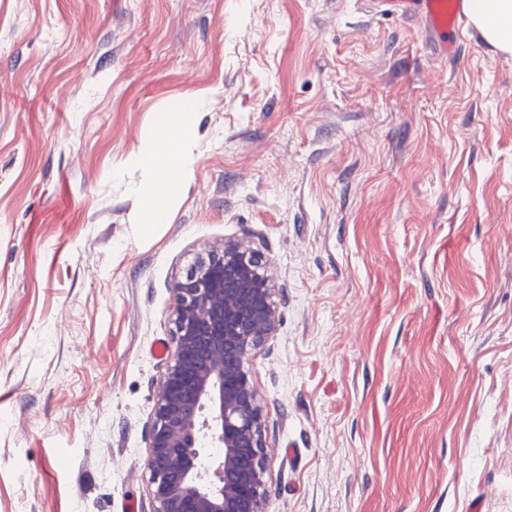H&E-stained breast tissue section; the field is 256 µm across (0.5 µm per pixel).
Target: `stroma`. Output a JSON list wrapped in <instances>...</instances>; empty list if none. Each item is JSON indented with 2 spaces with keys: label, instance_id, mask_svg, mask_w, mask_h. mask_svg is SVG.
<instances>
[{
  "label": "stroma",
  "instance_id": "obj_1",
  "mask_svg": "<svg viewBox=\"0 0 512 512\" xmlns=\"http://www.w3.org/2000/svg\"><path fill=\"white\" fill-rule=\"evenodd\" d=\"M199 113L137 224L128 160ZM241 240L268 512H512V55L373 0H0V512H154L172 286ZM194 107L186 112L175 111L155 123L146 142L130 157V161L142 170L147 179L133 188L143 197V208L133 218L137 224H160L181 198L184 184L193 174L191 116ZM172 171L178 177L171 176Z\"/></svg>",
  "mask_w": 512,
  "mask_h": 512
}]
</instances>
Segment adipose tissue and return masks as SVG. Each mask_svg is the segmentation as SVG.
I'll list each match as a JSON object with an SVG mask.
<instances>
[{
  "mask_svg": "<svg viewBox=\"0 0 512 512\" xmlns=\"http://www.w3.org/2000/svg\"><path fill=\"white\" fill-rule=\"evenodd\" d=\"M463 8L474 28L492 51L512 54V0H464ZM190 112H179L155 123L146 142L131 157L147 179L135 188L143 208L138 224L162 223L181 198L193 174Z\"/></svg>",
  "mask_w": 512,
  "mask_h": 512,
  "instance_id": "adipose-tissue-1",
  "label": "adipose tissue"
}]
</instances>
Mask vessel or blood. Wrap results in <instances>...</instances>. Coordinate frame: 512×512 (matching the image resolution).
Returning a JSON list of instances; mask_svg holds the SVG:
<instances>
[{
    "mask_svg": "<svg viewBox=\"0 0 512 512\" xmlns=\"http://www.w3.org/2000/svg\"><path fill=\"white\" fill-rule=\"evenodd\" d=\"M378 6L387 15L416 21L444 57L456 54V39L469 26L462 0H378Z\"/></svg>",
    "mask_w": 512,
    "mask_h": 512,
    "instance_id": "obj_1",
    "label": "vessel or blood"
}]
</instances>
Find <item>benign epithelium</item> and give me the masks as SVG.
<instances>
[{"label": "benign epithelium", "instance_id": "obj_1", "mask_svg": "<svg viewBox=\"0 0 512 512\" xmlns=\"http://www.w3.org/2000/svg\"><path fill=\"white\" fill-rule=\"evenodd\" d=\"M175 347L157 389L147 468L155 512H266L267 412L250 360L277 332L260 253L226 242L173 287ZM218 448L208 468L200 450Z\"/></svg>", "mask_w": 512, "mask_h": 512}]
</instances>
